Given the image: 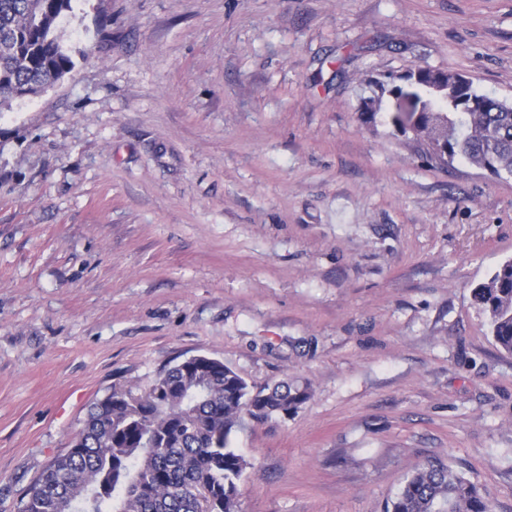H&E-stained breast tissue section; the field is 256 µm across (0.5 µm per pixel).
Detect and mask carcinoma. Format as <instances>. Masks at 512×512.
Returning <instances> with one entry per match:
<instances>
[{"mask_svg": "<svg viewBox=\"0 0 512 512\" xmlns=\"http://www.w3.org/2000/svg\"><path fill=\"white\" fill-rule=\"evenodd\" d=\"M71 0H0V106L15 88L36 95L69 75L74 61L56 33ZM381 82L368 120L387 112L442 166L462 159L512 176V105L492 99L471 77L429 69ZM389 103H384L386 93ZM406 99L411 112L401 111ZM492 337L512 353V261L472 290ZM312 396L308 382L256 389L223 362L181 361L143 391L114 388L90 410L77 440L29 488L20 512H240L249 462L230 445L244 416L296 413ZM385 512H493L491 501L452 463L413 467Z\"/></svg>", "mask_w": 512, "mask_h": 512, "instance_id": "obj_1", "label": "carcinoma"}]
</instances>
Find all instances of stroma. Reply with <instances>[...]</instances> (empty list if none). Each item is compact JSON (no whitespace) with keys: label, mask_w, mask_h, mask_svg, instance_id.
<instances>
[{"label":"stroma","mask_w":512,"mask_h":512,"mask_svg":"<svg viewBox=\"0 0 512 512\" xmlns=\"http://www.w3.org/2000/svg\"><path fill=\"white\" fill-rule=\"evenodd\" d=\"M71 5L74 70L0 107V512L193 355L311 384L232 433L241 512H384L433 457L512 512V354L471 297L512 178L363 115L421 68L512 103V0Z\"/></svg>","instance_id":"stroma-1"}]
</instances>
